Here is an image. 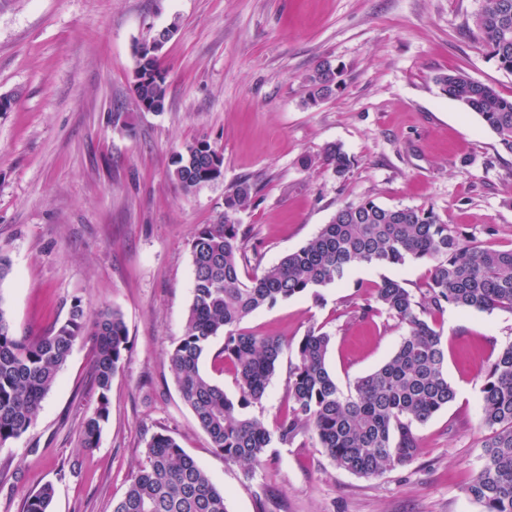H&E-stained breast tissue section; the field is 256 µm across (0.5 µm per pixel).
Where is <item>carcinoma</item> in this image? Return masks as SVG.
<instances>
[{
	"instance_id": "1",
	"label": "carcinoma",
	"mask_w": 512,
	"mask_h": 512,
	"mask_svg": "<svg viewBox=\"0 0 512 512\" xmlns=\"http://www.w3.org/2000/svg\"><path fill=\"white\" fill-rule=\"evenodd\" d=\"M473 24L491 58L512 72V0H484ZM136 105L160 112L166 70L160 58L137 56ZM339 70L321 61L307 75V103L317 104L338 89ZM451 99L477 115L512 153V99L493 86L455 71L436 77ZM217 148L205 137L185 145L172 161L171 179L191 193L216 180ZM322 164L344 179L351 160L336 143L324 148ZM256 190L242 180L224 198V213L192 239L191 303L182 335L169 356L177 390L211 447L227 463L252 473L269 450L308 440L338 468L370 477L410 463L418 452L416 428L448 407L455 391L445 374L447 349L430 319L448 306L465 310L512 311V249L462 238L432 208L388 207L373 199L341 206L331 221L298 249L244 276L247 230L236 214L255 204ZM430 264L420 297L405 283L385 277L363 311H385L406 328L398 347L373 372L343 391L328 365L333 336L312 326L293 347L288 374V412L274 426L261 413L262 400L288 345L275 336L241 328L253 312L278 301L345 282L366 265L395 267L407 260ZM93 337V383L98 404L82 426L81 446H98L109 418L112 379L129 352L127 325L117 310L91 314L76 302L67 318L33 340L16 338L0 307V446L33 424L73 346ZM224 342L215 358L232 368L237 393L228 395L209 379L201 363L213 340ZM484 461L466 496L481 512H512V344L501 350L481 388ZM54 487L29 493L21 512H51ZM112 512H229L224 491L166 431L147 441L146 463L138 468Z\"/></svg>"
}]
</instances>
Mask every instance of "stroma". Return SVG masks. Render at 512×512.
I'll list each match as a JSON object with an SVG mask.
<instances>
[{"mask_svg":"<svg viewBox=\"0 0 512 512\" xmlns=\"http://www.w3.org/2000/svg\"><path fill=\"white\" fill-rule=\"evenodd\" d=\"M483 0H9L0 7V307L32 338L73 302L120 310L130 351L112 381L97 448L80 446L97 403L93 341L77 342L31 428L0 447V512H20L45 483L52 512H112L151 435L164 430L225 493L229 512H480L465 494L482 462L484 376L512 344V311L448 307L434 326L448 345L456 396L419 426L415 459L361 477L311 445L276 447L254 473L211 448L172 381L169 354L191 300L190 242L217 221L248 180L256 203L237 214L248 256L268 267L302 246L344 204L434 208L466 239L512 248V153L436 78L461 71L512 98V73L476 38ZM176 26L160 52L162 111L132 98L135 48ZM328 59L341 88L307 104L305 77ZM207 136L223 175L192 193L171 180L172 159ZM341 144L346 179L320 163ZM312 158L303 166L304 158ZM424 290L429 266L356 267L349 280L279 301L246 330L297 342L310 326L333 337L340 388L383 364L405 333L361 307L382 277ZM290 355L262 401L275 424L288 409Z\"/></svg>","mask_w":512,"mask_h":512,"instance_id":"obj_1","label":"stroma"}]
</instances>
